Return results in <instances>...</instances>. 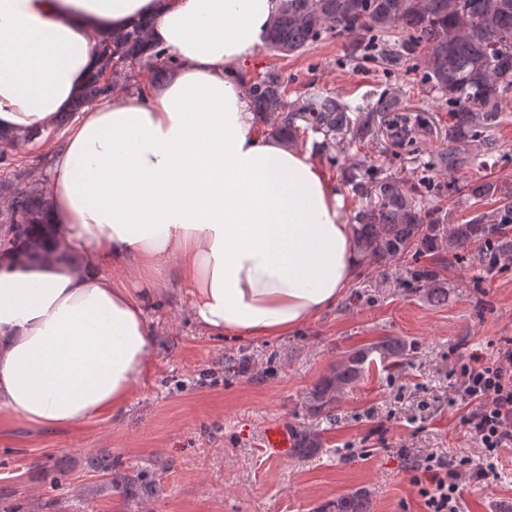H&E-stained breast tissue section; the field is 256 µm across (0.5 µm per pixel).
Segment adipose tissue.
Segmentation results:
<instances>
[{
    "mask_svg": "<svg viewBox=\"0 0 512 512\" xmlns=\"http://www.w3.org/2000/svg\"><path fill=\"white\" fill-rule=\"evenodd\" d=\"M280 0H0V129L35 141L135 22L176 64L84 112L52 148L47 220L96 258L0 263V409L59 427L124 406L154 357L144 289L174 272L209 333L265 338L331 307L361 263L342 196L255 129L246 63ZM119 275L102 276L100 263Z\"/></svg>",
    "mask_w": 512,
    "mask_h": 512,
    "instance_id": "1",
    "label": "adipose tissue"
}]
</instances>
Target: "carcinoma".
<instances>
[{
    "instance_id": "obj_1",
    "label": "carcinoma",
    "mask_w": 512,
    "mask_h": 512,
    "mask_svg": "<svg viewBox=\"0 0 512 512\" xmlns=\"http://www.w3.org/2000/svg\"><path fill=\"white\" fill-rule=\"evenodd\" d=\"M388 33L403 35L405 48L422 54L428 82L454 105L450 145L435 157L437 167L451 174L462 164L460 150L452 142L477 127L496 123L503 101L512 95V0H281L265 49L281 56L299 54L327 34L366 36L370 47ZM125 59L152 68L173 65L163 52L151 51L145 24L110 31L99 40V69L88 81L77 108L112 94L115 83H104L103 76ZM249 95L253 111L271 122L275 134L291 142L297 139L300 121L325 132L346 130L352 123L348 108L330 96L288 105L282 82L274 76L251 83ZM378 118L394 144L412 134V118L397 111L394 98L382 105ZM23 180V173L16 172L3 185L11 194L0 205V238L7 239L14 251L46 249L50 232L44 222L47 203L38 189ZM356 188L365 190L366 199L354 215L356 245L363 258L378 266L473 245L485 246L491 256L512 253V191L492 182L460 186L450 180L431 187L439 197L462 195L477 203L494 200L492 211L464 224H452L440 209L426 206L417 185L405 187L397 180L373 178L369 186L359 183ZM415 275L428 285L431 299H446L448 292L440 287L436 268L421 266ZM409 351L398 337H384L351 351L311 390L308 411L333 410L344 390L363 377L372 355L383 362H398ZM299 444L306 454L322 447L319 434L307 430L301 433ZM367 500V492L357 489L336 501V512H366Z\"/></svg>"
}]
</instances>
